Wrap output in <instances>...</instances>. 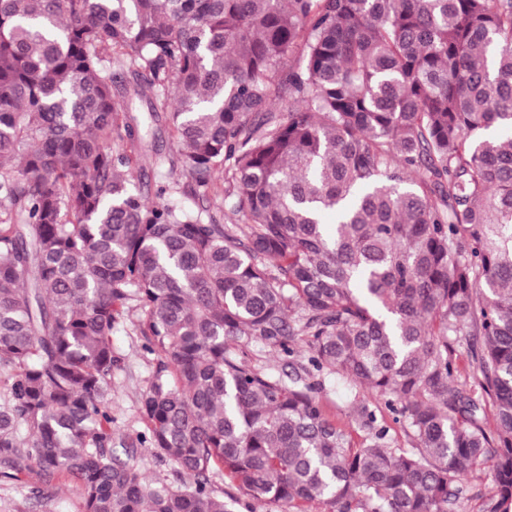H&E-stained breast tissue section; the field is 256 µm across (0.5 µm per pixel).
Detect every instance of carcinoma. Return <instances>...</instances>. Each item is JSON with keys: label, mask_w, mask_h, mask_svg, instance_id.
Wrapping results in <instances>:
<instances>
[{"label": "carcinoma", "mask_w": 512, "mask_h": 512, "mask_svg": "<svg viewBox=\"0 0 512 512\" xmlns=\"http://www.w3.org/2000/svg\"><path fill=\"white\" fill-rule=\"evenodd\" d=\"M154 127L179 178L151 202ZM496 129L512 0H0V473L67 472L85 512H227L218 472L289 512H457L488 470L481 512H512ZM128 322L176 487L112 447ZM349 399L347 389L342 384H332L328 387L326 394L323 396V404L329 415L335 416L337 421H346L342 415L345 404Z\"/></svg>", "instance_id": "1"}]
</instances>
